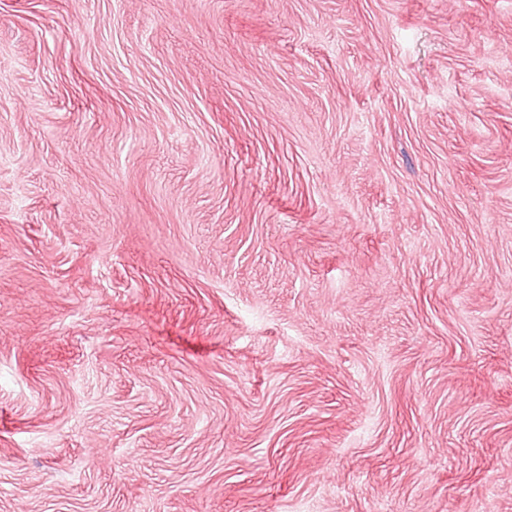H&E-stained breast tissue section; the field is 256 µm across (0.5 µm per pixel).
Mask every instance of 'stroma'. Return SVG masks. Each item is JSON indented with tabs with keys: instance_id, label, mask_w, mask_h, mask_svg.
I'll use <instances>...</instances> for the list:
<instances>
[{
	"instance_id": "obj_1",
	"label": "stroma",
	"mask_w": 512,
	"mask_h": 512,
	"mask_svg": "<svg viewBox=\"0 0 512 512\" xmlns=\"http://www.w3.org/2000/svg\"><path fill=\"white\" fill-rule=\"evenodd\" d=\"M0 512H512V0H0Z\"/></svg>"
}]
</instances>
